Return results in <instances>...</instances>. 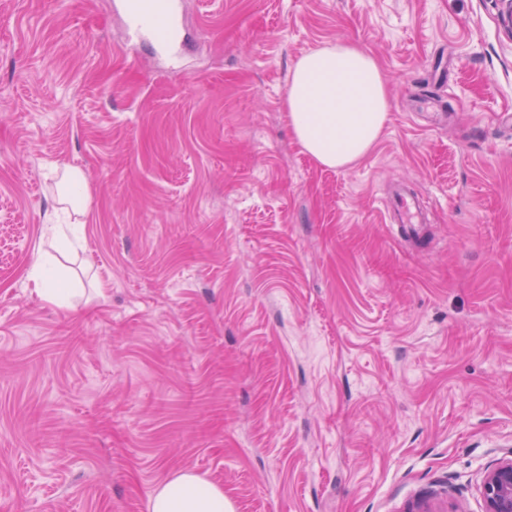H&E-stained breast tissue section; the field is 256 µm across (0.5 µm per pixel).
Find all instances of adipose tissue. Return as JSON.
Returning <instances> with one entry per match:
<instances>
[{"label": "adipose tissue", "instance_id": "adipose-tissue-1", "mask_svg": "<svg viewBox=\"0 0 512 512\" xmlns=\"http://www.w3.org/2000/svg\"><path fill=\"white\" fill-rule=\"evenodd\" d=\"M392 108L372 54L353 40L311 50L293 65L285 110L293 134L317 163L344 169L377 142ZM148 512H233L223 487L181 471L151 497Z\"/></svg>", "mask_w": 512, "mask_h": 512}]
</instances>
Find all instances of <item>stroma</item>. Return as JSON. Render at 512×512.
Listing matches in <instances>:
<instances>
[{
    "mask_svg": "<svg viewBox=\"0 0 512 512\" xmlns=\"http://www.w3.org/2000/svg\"><path fill=\"white\" fill-rule=\"evenodd\" d=\"M119 2L0 0V512H148L180 470L234 512H483L512 453L501 0H181L172 59ZM347 39L393 107L331 170L284 102ZM51 165L86 175L75 252L42 236ZM33 291L45 302L60 306L69 290L61 288V280L56 269L48 260L40 264L33 275Z\"/></svg>",
    "mask_w": 512,
    "mask_h": 512,
    "instance_id": "obj_1",
    "label": "stroma"
}]
</instances>
